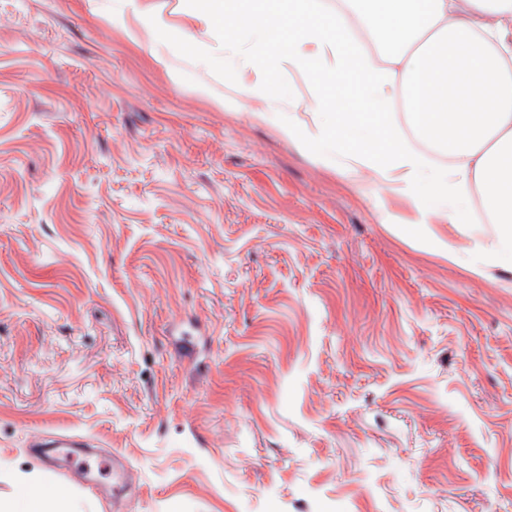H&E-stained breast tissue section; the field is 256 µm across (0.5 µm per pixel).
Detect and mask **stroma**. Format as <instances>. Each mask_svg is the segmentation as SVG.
Wrapping results in <instances>:
<instances>
[{
	"label": "stroma",
	"instance_id": "1",
	"mask_svg": "<svg viewBox=\"0 0 512 512\" xmlns=\"http://www.w3.org/2000/svg\"><path fill=\"white\" fill-rule=\"evenodd\" d=\"M147 2L0 0V499L36 470L81 512H512L485 225L420 234L391 187L381 223L372 181L283 136L312 90L351 128L358 87L289 71L287 18L188 53L200 0ZM37 439L97 454L90 485Z\"/></svg>",
	"mask_w": 512,
	"mask_h": 512
}]
</instances>
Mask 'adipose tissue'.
I'll return each mask as SVG.
<instances>
[{"instance_id": "adipose-tissue-1", "label": "adipose tissue", "mask_w": 512, "mask_h": 512, "mask_svg": "<svg viewBox=\"0 0 512 512\" xmlns=\"http://www.w3.org/2000/svg\"><path fill=\"white\" fill-rule=\"evenodd\" d=\"M189 15L201 31L240 23L247 10L304 18L283 56L290 69L323 68L339 80L356 73L360 111L381 115L382 135L352 152L349 162L377 186L397 184L416 210V226L466 227L479 194L493 255L512 260V0H351L329 21L314 0H208ZM369 41L384 61L350 54ZM403 98L420 138L448 157L433 164L391 118ZM0 512H75L69 495L40 474L20 475Z\"/></svg>"}]
</instances>
